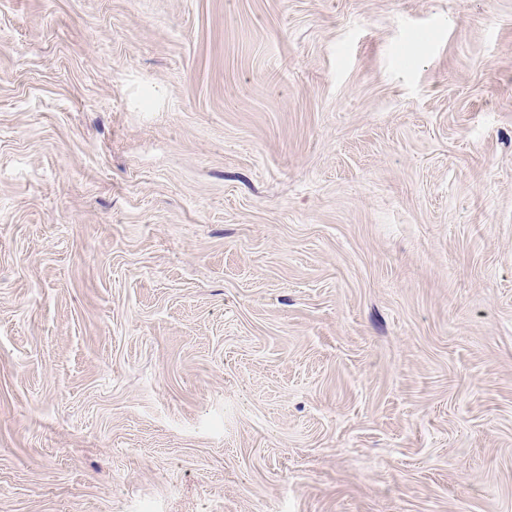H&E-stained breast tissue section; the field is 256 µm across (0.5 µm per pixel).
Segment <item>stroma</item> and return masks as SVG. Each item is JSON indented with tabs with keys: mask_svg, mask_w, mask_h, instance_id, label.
<instances>
[{
	"mask_svg": "<svg viewBox=\"0 0 512 512\" xmlns=\"http://www.w3.org/2000/svg\"><path fill=\"white\" fill-rule=\"evenodd\" d=\"M0 512H512V0H0Z\"/></svg>",
	"mask_w": 512,
	"mask_h": 512,
	"instance_id": "35a3bbf8",
	"label": "stroma"
}]
</instances>
